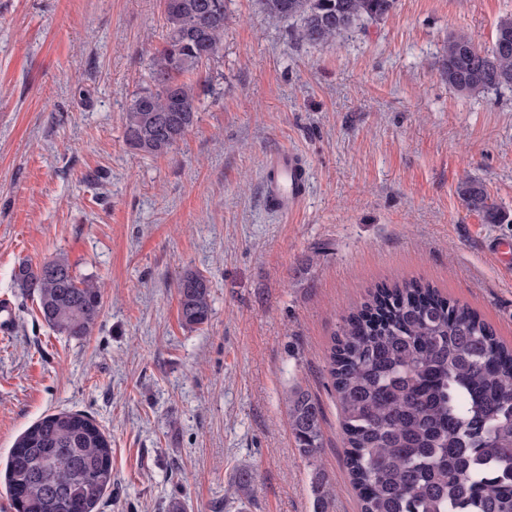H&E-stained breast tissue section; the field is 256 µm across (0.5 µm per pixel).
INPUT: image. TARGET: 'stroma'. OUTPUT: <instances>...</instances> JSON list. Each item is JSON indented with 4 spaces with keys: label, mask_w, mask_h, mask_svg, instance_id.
<instances>
[{
    "label": "stroma",
    "mask_w": 512,
    "mask_h": 512,
    "mask_svg": "<svg viewBox=\"0 0 512 512\" xmlns=\"http://www.w3.org/2000/svg\"><path fill=\"white\" fill-rule=\"evenodd\" d=\"M512 0H398L325 45L295 41L257 0H230L197 125L144 157L123 114L161 43L162 0H0V471L47 414L88 415L112 441L99 512H314L285 395L322 405L318 464L333 512H360L345 465L331 336L383 282L415 277L476 310L512 346V224L458 195L464 176L512 214V90L472 97L441 72L450 34L490 46ZM296 150L308 193L264 200L266 153ZM503 244L488 250V241ZM64 254L102 285L90 336L53 333L12 282ZM212 282V317L182 326L175 284ZM247 507L227 499L237 467ZM231 488L235 498L241 503L249 502L254 496L255 475L250 468L243 467L237 470L232 482Z\"/></svg>",
    "instance_id": "1"
}]
</instances>
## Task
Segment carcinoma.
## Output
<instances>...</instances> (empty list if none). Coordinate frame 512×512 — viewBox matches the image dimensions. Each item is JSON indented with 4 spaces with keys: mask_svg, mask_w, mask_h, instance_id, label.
Listing matches in <instances>:
<instances>
[{
    "mask_svg": "<svg viewBox=\"0 0 512 512\" xmlns=\"http://www.w3.org/2000/svg\"><path fill=\"white\" fill-rule=\"evenodd\" d=\"M395 2L258 0L268 16L297 21L295 39L311 45L385 19ZM227 16L228 0H164L162 43L123 113L129 149L167 155L196 126L200 98L191 77L209 82L203 70L221 56ZM441 75L461 96L512 88V15L497 22L487 48L465 31L448 36ZM458 192L486 223H512L481 182L466 178ZM13 282L60 336L82 339L98 324L101 286L77 276L63 255L20 262ZM176 292L184 326L209 322L206 276L185 271ZM328 364L361 512H512V347L477 313L427 283L397 281L342 317ZM285 404L299 454L312 466L315 510L331 512L333 495L317 466L322 407L298 385ZM5 482L16 512H96L112 486L111 442L84 414H48L17 439ZM231 488L240 503L250 501L253 471L238 469Z\"/></svg>",
    "mask_w": 512,
    "mask_h": 512,
    "instance_id": "cac0c4a2",
    "label": "carcinoma"
}]
</instances>
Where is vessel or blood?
<instances>
[{
  "instance_id": "1",
  "label": "vessel or blood",
  "mask_w": 512,
  "mask_h": 512,
  "mask_svg": "<svg viewBox=\"0 0 512 512\" xmlns=\"http://www.w3.org/2000/svg\"><path fill=\"white\" fill-rule=\"evenodd\" d=\"M306 189V167L297 153L282 148L267 155L263 190L270 209L284 216L292 214L303 203Z\"/></svg>"
}]
</instances>
